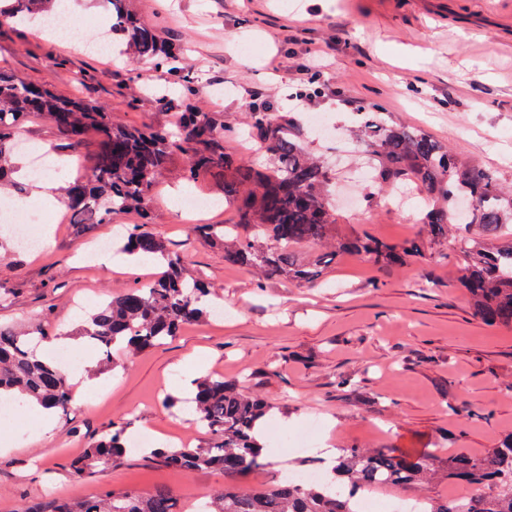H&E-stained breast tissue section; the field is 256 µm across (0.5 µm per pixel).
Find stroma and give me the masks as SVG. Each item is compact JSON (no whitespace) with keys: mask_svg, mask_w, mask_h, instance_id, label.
I'll list each match as a JSON object with an SVG mask.
<instances>
[{"mask_svg":"<svg viewBox=\"0 0 512 512\" xmlns=\"http://www.w3.org/2000/svg\"><path fill=\"white\" fill-rule=\"evenodd\" d=\"M128 10L157 25L193 77L198 111L228 125L226 150L255 163L266 153L239 137L245 106L258 92L273 112L318 113L332 134H308L313 153L328 164L349 160L364 105L391 124L423 129L472 165L512 188V0H125ZM328 54L330 80L317 90L302 70ZM0 67L19 78L47 82L62 97L107 106L115 121L171 125L158 98L175 78L155 61L129 64L70 37L51 40L32 27L0 24ZM308 103L296 100L299 91ZM30 143L65 165L61 179L84 178L98 150L88 140L78 157L43 116L22 128ZM174 157L158 181L149 231L178 255L187 276L208 282L223 316L209 315L164 344L120 359L115 369L89 375L76 369L75 407L42 432L34 416L23 426L0 423V512L46 497L76 498L104 488L146 493L173 490L181 512H195L225 484L274 486L283 469L327 465V448H397L439 458L480 455L512 435V328L477 318L459 284L455 257L433 255L380 266L341 254L318 283L301 287L264 279L224 261L217 240L200 237L180 201H210L205 224L235 220L224 206V179H179ZM27 178L21 208L42 210L51 243L35 252L13 250L0 265V327L76 334L113 293L140 286L161 269L121 252V233L135 213L108 224H73L46 209ZM389 188L373 204H334L338 230L391 243L416 235L421 211L389 208ZM108 240L111 265L93 245ZM224 378L263 398L271 408L264 428L274 457L239 475L185 474L137 452L79 478L68 469L87 444L125 423L128 434L200 447L210 436L187 417L193 380ZM311 419L322 428L316 450L288 446Z\"/></svg>","mask_w":512,"mask_h":512,"instance_id":"obj_1","label":"stroma"}]
</instances>
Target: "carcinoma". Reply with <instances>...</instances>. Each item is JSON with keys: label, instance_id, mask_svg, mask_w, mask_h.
Wrapping results in <instances>:
<instances>
[{"label": "carcinoma", "instance_id": "cac0c4a2", "mask_svg": "<svg viewBox=\"0 0 512 512\" xmlns=\"http://www.w3.org/2000/svg\"><path fill=\"white\" fill-rule=\"evenodd\" d=\"M53 2L7 0L0 17L36 18ZM106 2L112 11V34L122 37L130 62L157 56L184 87L185 97L168 101L179 109L174 128L122 125L104 105L61 98L0 71V187L9 181L15 137L27 116L37 113L53 122L58 113L66 112L69 122L55 128L73 151L80 150L91 132L98 139L90 175L65 189L73 223L108 224L112 215L132 211L140 223L127 231L123 250L156 258L162 266L153 281L117 293L83 327L82 336L95 352L98 367H112L116 348L131 353L146 350L207 314L209 286L187 277L181 259L145 229L158 175L176 155L185 158L180 175L189 183L214 172L224 174V204L235 208V223L199 224L195 232L223 241L228 264L309 286L340 253L377 265L402 263L448 243L449 233L461 223L466 229L456 234L453 250L460 264V284L470 296L474 314L488 325L512 328V190H504L490 172L464 162L419 128L389 125L377 113L364 112L358 143L372 179L363 201L371 203L375 189L383 184L415 187L426 201L424 232L400 243L367 235L343 236L337 231L330 198L336 173L310 156L304 129L291 115L270 112L261 104L250 105L246 112L252 134L270 157L269 166H256L226 151L224 122L192 106V76L177 66L173 49L163 47L153 26L128 12L124 0ZM459 199L475 202L461 220L455 218ZM305 246L325 250L308 263L295 262L296 250ZM46 338L43 331L37 339L0 329V398L22 404L36 401L66 415L74 408L72 385L57 363L36 355L38 340ZM194 386V421L213 441L200 448H166L153 457L188 473L240 474L264 465L266 444L257 440L256 432L270 406L222 378H204ZM131 452L125 426L114 425L69 467L75 476L87 477ZM433 465L428 453L346 448L331 461L332 478L327 483L226 486L201 512H353L356 490L384 483L409 491L421 484ZM446 465L448 478L466 484L469 493L453 499L427 498L424 512H512V435L479 457L450 455ZM18 512H177V498L165 488L148 494L106 490L28 503Z\"/></svg>", "mask_w": 512, "mask_h": 512}]
</instances>
